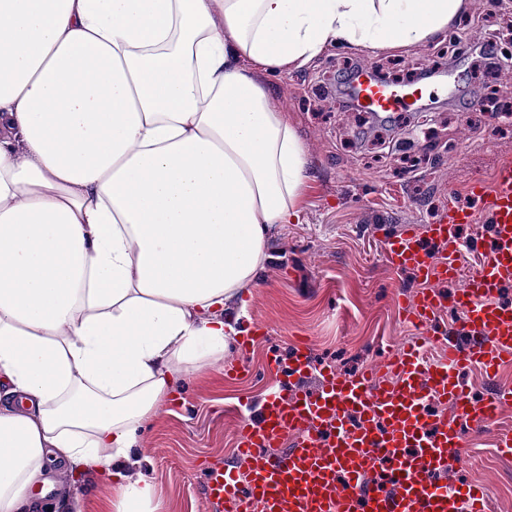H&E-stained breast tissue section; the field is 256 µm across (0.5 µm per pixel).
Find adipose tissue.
Segmentation results:
<instances>
[{
  "mask_svg": "<svg viewBox=\"0 0 512 512\" xmlns=\"http://www.w3.org/2000/svg\"><path fill=\"white\" fill-rule=\"evenodd\" d=\"M471 0H0V512L56 468L165 512L128 464L223 361L308 149L270 78L443 36Z\"/></svg>",
  "mask_w": 512,
  "mask_h": 512,
  "instance_id": "obj_1",
  "label": "adipose tissue"
}]
</instances>
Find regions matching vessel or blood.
Wrapping results in <instances>:
<instances>
[{
	"label": "vessel or blood",
	"instance_id": "b4317fda",
	"mask_svg": "<svg viewBox=\"0 0 512 512\" xmlns=\"http://www.w3.org/2000/svg\"><path fill=\"white\" fill-rule=\"evenodd\" d=\"M366 112H400L405 95L362 74L355 84ZM494 227L481 266L462 275L461 227ZM445 247L436 256L431 247ZM394 268L412 270L423 287L415 301L398 296L405 321L427 328L448 311L461 313L459 335L445 339L446 359L429 360L414 342L389 355L382 369L345 376L314 369L307 344L288 363L290 395L267 396L258 417L240 418L237 450L243 469L211 466L206 496L213 512H488L484 485L447 487L442 473L461 462L465 434L477 432L512 408V389L476 400L461 376L478 367L493 377L512 358V307L498 290L512 282V162L491 180H474L463 201L425 224H408L381 244ZM461 280L455 293L436 282ZM321 384L302 388L311 372ZM450 408L435 414L432 402ZM290 448H283V440Z\"/></svg>",
	"mask_w": 512,
	"mask_h": 512
}]
</instances>
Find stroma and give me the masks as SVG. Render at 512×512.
<instances>
[{"label":"stroma","mask_w":512,"mask_h":512,"mask_svg":"<svg viewBox=\"0 0 512 512\" xmlns=\"http://www.w3.org/2000/svg\"><path fill=\"white\" fill-rule=\"evenodd\" d=\"M346 60L370 64L374 58L336 45L309 67L271 78L308 147L315 190L301 223L284 225L271 237L266 279L249 299L251 323L265 327L266 345L246 360L231 351L216 369L178 382L170 403L144 428L139 469L157 484L167 512H209L205 474L235 458L240 403L258 412L265 391L281 384L268 348L284 364L295 343L304 341L313 361L354 375L387 350L419 338L401 321L395 301L401 292L414 297L418 281L388 266L382 239L402 225L446 213L449 193L464 196L473 179L512 161V123L498 112L465 108L487 96L482 78L464 85L466 61L447 70L456 87L452 97L434 96L436 79L422 81L430 94L423 107L393 115L380 127L343 106L336 72ZM237 364L242 372L228 377L227 368ZM511 424L507 410L499 425L467 436L465 469L441 476L450 485L463 479L484 484L489 512H512V452L496 445L499 427ZM68 476L70 494L84 498L83 512H99L109 486L80 467Z\"/></svg>","instance_id":"35a3bbf8"}]
</instances>
